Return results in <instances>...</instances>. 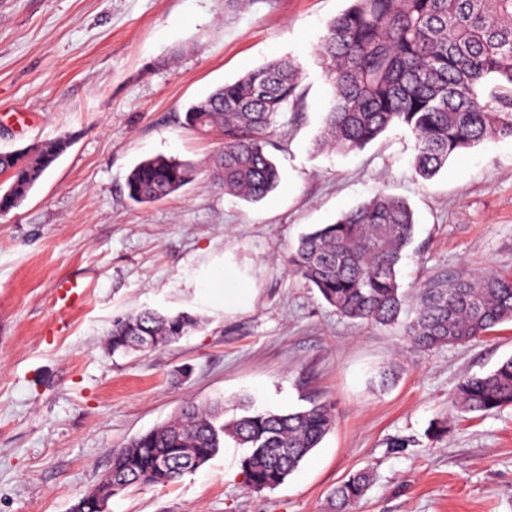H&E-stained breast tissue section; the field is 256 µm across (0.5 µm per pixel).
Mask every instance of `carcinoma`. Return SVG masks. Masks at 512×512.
Returning a JSON list of instances; mask_svg holds the SVG:
<instances>
[{
  "mask_svg": "<svg viewBox=\"0 0 512 512\" xmlns=\"http://www.w3.org/2000/svg\"><path fill=\"white\" fill-rule=\"evenodd\" d=\"M317 57L332 98L319 146L332 151L364 148L389 127L414 135V167L425 178L454 155L490 141L512 139V0H351L330 20ZM301 71L276 58L191 103L184 124L215 135L219 149L212 176L224 192L258 202L280 182L270 159L277 115L301 100ZM68 136L0 154V213L23 201L71 147ZM194 166L174 158L139 162L127 177L136 203L161 200L192 182ZM414 213L385 192L320 224L288 253V269L317 288L344 318L389 325L404 295L397 267L410 244ZM198 315L142 310L112 323V352L156 349L194 329ZM512 322V278L487 274L428 289L407 336L421 349L464 345L499 324ZM456 403L465 411L512 408V357L485 376L459 382ZM335 424L326 403L288 413L247 408L224 420V405L184 406L179 417L112 451L115 497L132 486L166 487L215 457L226 442L247 449L241 460L245 486L272 490L295 473ZM371 472L358 471L335 491L336 512L364 496Z\"/></svg>",
  "mask_w": 512,
  "mask_h": 512,
  "instance_id": "cac0c4a2",
  "label": "carcinoma"
}]
</instances>
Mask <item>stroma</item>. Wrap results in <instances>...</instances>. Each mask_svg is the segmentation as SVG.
Instances as JSON below:
<instances>
[{"instance_id": "stroma-1", "label": "stroma", "mask_w": 512, "mask_h": 512, "mask_svg": "<svg viewBox=\"0 0 512 512\" xmlns=\"http://www.w3.org/2000/svg\"><path fill=\"white\" fill-rule=\"evenodd\" d=\"M347 6L0 0V151L74 139L0 214V512H70L114 448L187 401L217 398L228 418L246 398L273 412L326 401L336 423L276 489L248 490L243 449H223L172 485L114 497L111 512H333L336 486L364 468L373 481L352 512H512V408L469 413L454 399L463 377L512 357V323L431 351L406 334L425 290L512 276V140L480 144L430 179L401 126L357 151L318 149L330 93L316 46ZM276 57L299 63L302 99L276 118L279 186L249 203L212 179L217 140L187 129L183 108ZM158 155L197 176L134 203L126 178ZM381 192L414 212L398 275L408 300L393 325L356 324L286 260L302 233ZM226 272L242 298L208 289ZM66 279L87 287L68 309L57 300ZM146 308L201 323L157 349L112 353L113 320Z\"/></svg>"}]
</instances>
